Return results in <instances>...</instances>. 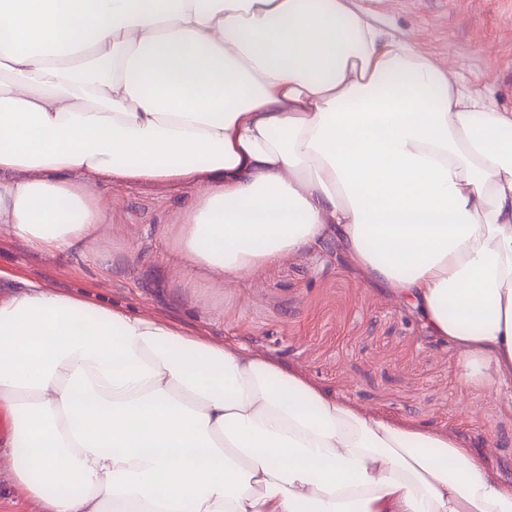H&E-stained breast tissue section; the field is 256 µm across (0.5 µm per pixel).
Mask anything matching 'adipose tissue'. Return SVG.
Returning <instances> with one entry per match:
<instances>
[{
  "label": "adipose tissue",
  "mask_w": 512,
  "mask_h": 512,
  "mask_svg": "<svg viewBox=\"0 0 512 512\" xmlns=\"http://www.w3.org/2000/svg\"><path fill=\"white\" fill-rule=\"evenodd\" d=\"M0 224L98 249L115 183L196 186L188 288L337 237L512 402V111L354 0H0ZM10 478L41 512H512L445 433L167 320L0 298Z\"/></svg>",
  "instance_id": "obj_1"
}]
</instances>
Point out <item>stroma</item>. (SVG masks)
I'll return each mask as SVG.
<instances>
[{"mask_svg": "<svg viewBox=\"0 0 512 512\" xmlns=\"http://www.w3.org/2000/svg\"><path fill=\"white\" fill-rule=\"evenodd\" d=\"M397 36L512 111V0H359ZM121 199L104 225L110 259L84 250L33 253L0 232V294L33 281L54 291L150 313L221 343H239L282 361L337 398L406 425L445 431L512 480V408L493 391L464 385L458 354L429 338L416 315L350 265L343 247L284 258L232 288L204 296L174 275L167 231L195 189L185 184H104Z\"/></svg>", "mask_w": 512, "mask_h": 512, "instance_id": "35a3bbf8", "label": "stroma"}]
</instances>
